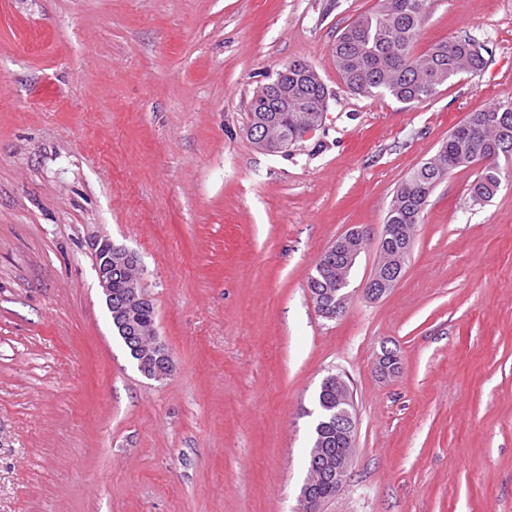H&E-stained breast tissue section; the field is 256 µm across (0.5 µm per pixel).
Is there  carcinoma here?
I'll use <instances>...</instances> for the list:
<instances>
[{
	"instance_id": "1",
	"label": "carcinoma",
	"mask_w": 512,
	"mask_h": 512,
	"mask_svg": "<svg viewBox=\"0 0 512 512\" xmlns=\"http://www.w3.org/2000/svg\"><path fill=\"white\" fill-rule=\"evenodd\" d=\"M411 0H379L377 7L360 15L337 37L332 48L336 71L353 92L372 95L385 92L400 102L420 104L439 91L450 80L464 73L482 70L486 59L482 47L471 38H457L433 44L425 53H415L422 20L410 10ZM299 61L288 62V73L277 74L288 82V94L317 109L325 100L327 87L321 76L297 68ZM251 121L248 135L252 144L264 150L262 141L276 140L286 134L303 137L306 128L299 123L297 112H269L262 98L250 104ZM512 162V109L494 104L471 113L448 134L434 156L415 168L397 188L386 215V223L394 224L397 234L389 241L387 256L396 254L411 235L413 225L421 222L420 205L453 171L470 164L487 162L472 187L473 197L489 201L500 189L496 170L500 160ZM353 266L343 264V257L328 249L319 259L308 280L311 293L336 301V289L347 288ZM113 305L137 307L139 327L156 331L152 305L138 306L131 289L121 277L112 279ZM316 417L312 427V447L336 452L339 444L332 438L323 440V423L336 415V394L328 385H320L315 398ZM314 483L317 503L336 494L325 475L309 473Z\"/></svg>"
}]
</instances>
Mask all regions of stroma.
<instances>
[{
	"label": "stroma",
	"mask_w": 512,
	"mask_h": 512,
	"mask_svg": "<svg viewBox=\"0 0 512 512\" xmlns=\"http://www.w3.org/2000/svg\"><path fill=\"white\" fill-rule=\"evenodd\" d=\"M377 3L0 0V512H299L331 373L356 445L318 512H512V178L479 204V166L451 173L399 285L360 292L408 173L512 103V0H431L417 52L470 37L487 64L421 104L336 71ZM292 60L321 75L326 119L266 154L249 103ZM355 226L353 296L328 320L307 281ZM100 238L140 260L165 380L112 330ZM366 236L367 231L365 229L352 228L337 237L336 241L332 245L336 246L337 251L341 248H347L349 256L355 258L358 254L363 252ZM361 238H363V241L361 248H359L357 243L361 241Z\"/></svg>",
	"instance_id": "35a3bbf8"
}]
</instances>
